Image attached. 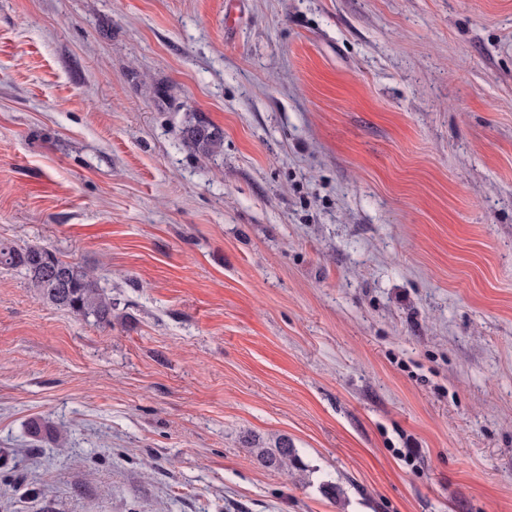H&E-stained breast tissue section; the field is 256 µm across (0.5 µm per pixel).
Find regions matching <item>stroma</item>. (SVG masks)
Listing matches in <instances>:
<instances>
[{"label": "stroma", "mask_w": 512, "mask_h": 512, "mask_svg": "<svg viewBox=\"0 0 512 512\" xmlns=\"http://www.w3.org/2000/svg\"><path fill=\"white\" fill-rule=\"evenodd\" d=\"M0 240V512H512V0H0ZM184 138L200 152L209 155L220 148L224 134L219 127L201 122L186 128ZM0 268L22 273L30 288L54 307L93 318L97 325L112 323V298L101 289L94 271L54 249L0 242ZM255 447L249 448L250 454L264 468L285 471L298 460L297 448H293L286 437L281 438L274 448Z\"/></svg>", "instance_id": "obj_1"}]
</instances>
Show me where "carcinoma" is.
<instances>
[{
  "mask_svg": "<svg viewBox=\"0 0 512 512\" xmlns=\"http://www.w3.org/2000/svg\"><path fill=\"white\" fill-rule=\"evenodd\" d=\"M184 138L205 155L220 148L223 131L201 122L184 131ZM0 268L22 273L28 285L48 304L106 326L112 324V298L101 289L94 271L69 261L40 244L23 246L0 242ZM250 454L264 468L285 471L298 460V451L288 438L274 447H256Z\"/></svg>",
  "mask_w": 512,
  "mask_h": 512,
  "instance_id": "carcinoma-1",
  "label": "carcinoma"
}]
</instances>
